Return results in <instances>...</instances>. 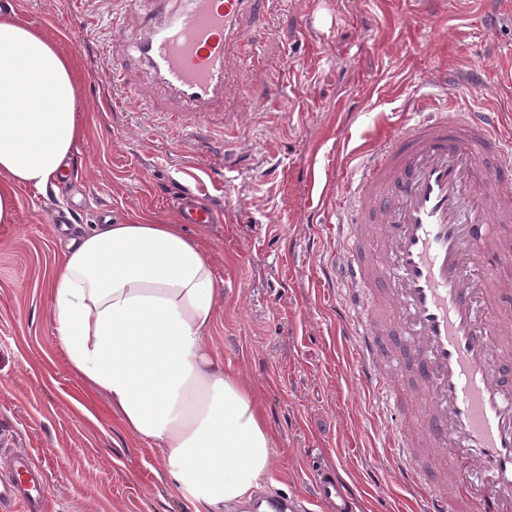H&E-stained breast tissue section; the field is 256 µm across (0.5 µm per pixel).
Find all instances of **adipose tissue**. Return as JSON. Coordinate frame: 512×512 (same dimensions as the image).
<instances>
[{
  "instance_id": "1",
  "label": "adipose tissue",
  "mask_w": 512,
  "mask_h": 512,
  "mask_svg": "<svg viewBox=\"0 0 512 512\" xmlns=\"http://www.w3.org/2000/svg\"><path fill=\"white\" fill-rule=\"evenodd\" d=\"M74 59L0 8V224L17 188L54 186L83 129ZM71 370L156 443L196 512H224L265 483L275 441L253 389L214 351L217 282L181 225L101 224L73 239L49 285Z\"/></svg>"
}]
</instances>
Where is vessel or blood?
Listing matches in <instances>:
<instances>
[{"label":"vessel or blood","mask_w":512,"mask_h":512,"mask_svg":"<svg viewBox=\"0 0 512 512\" xmlns=\"http://www.w3.org/2000/svg\"><path fill=\"white\" fill-rule=\"evenodd\" d=\"M262 0H135L145 35L140 60L179 110L183 127L223 116L239 125L229 90L233 60L252 37ZM112 86L124 101L146 97L123 66ZM372 150L344 186L337 229L346 253L343 280L355 289L338 312V335L357 347L356 376L387 408L403 412L387 441L395 474L418 491L423 512H512V317L497 311L484 250L512 253L502 227L512 223V139L498 112L435 110ZM176 205L185 223L212 224L217 213L188 191ZM316 501L354 512L357 488L333 471L317 473ZM46 477L27 457L0 477V506L44 512Z\"/></svg>","instance_id":"vessel-or-blood-1"}]
</instances>
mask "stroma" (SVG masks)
<instances>
[{"label": "stroma", "mask_w": 512, "mask_h": 512, "mask_svg": "<svg viewBox=\"0 0 512 512\" xmlns=\"http://www.w3.org/2000/svg\"><path fill=\"white\" fill-rule=\"evenodd\" d=\"M78 63L84 128L68 180L17 191V221L0 224V471L27 450L44 471L48 512H194L155 444L134 437L106 395L74 375L53 329L47 286L64 238L103 219L183 224L175 198L203 169L216 223L183 224L204 241L219 285L212 342L256 395L276 453L265 492L310 501L318 470L360 489L357 512H414L383 443L398 420L355 387L354 348L334 329L345 285L315 289L325 263L343 260L323 229L321 192L350 177L366 148L409 123L412 96L445 100L449 80L478 70L483 90L466 110L498 109L512 130V0L487 22L483 0H269L255 49L287 62L272 87L252 70L253 104L237 136L182 129L129 108L110 75L120 62L141 87L136 10L120 32L113 0H10ZM324 17L307 39L309 15Z\"/></svg>", "instance_id": "1"}]
</instances>
